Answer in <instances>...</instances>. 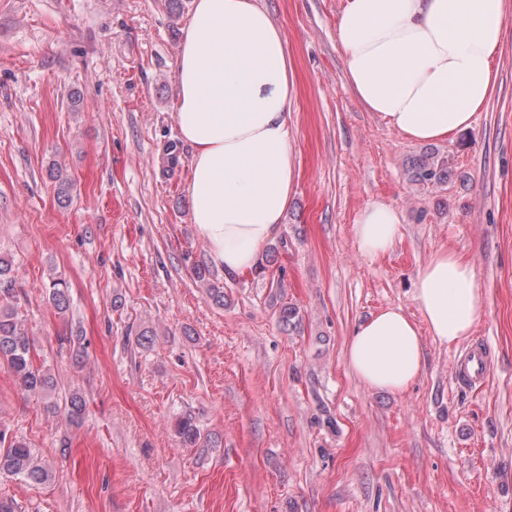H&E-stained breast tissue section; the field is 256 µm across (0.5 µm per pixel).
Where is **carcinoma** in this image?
I'll return each instance as SVG.
<instances>
[{
    "instance_id": "1",
    "label": "carcinoma",
    "mask_w": 512,
    "mask_h": 512,
    "mask_svg": "<svg viewBox=\"0 0 512 512\" xmlns=\"http://www.w3.org/2000/svg\"><path fill=\"white\" fill-rule=\"evenodd\" d=\"M410 180L418 185L439 188L448 183L451 174L448 156L435 151L424 153L413 161ZM50 177L57 183V199L69 201L71 181L58 167L50 169ZM199 282L206 285L207 296L216 304H224V288L210 281V272L204 267L195 269ZM19 292L11 261L0 256V365L7 367L21 390L50 398L55 394L54 379L44 365L38 363L36 350L29 339L23 321L19 317L17 300ZM48 300L55 311L64 315L70 309L68 282L53 278L48 285ZM278 319L283 329L295 331L301 326L302 316L297 307L286 302L278 306ZM86 409L84 396L73 391L64 401L63 413L74 423ZM175 432L184 448H216L219 437L201 432L190 415L179 417ZM14 476L32 484H42L53 477L51 467L35 455L31 445L12 436L0 427V475Z\"/></svg>"
}]
</instances>
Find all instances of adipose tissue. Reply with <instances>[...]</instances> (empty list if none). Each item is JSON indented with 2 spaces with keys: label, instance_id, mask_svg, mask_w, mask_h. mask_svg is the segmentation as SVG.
I'll use <instances>...</instances> for the list:
<instances>
[{
  "label": "adipose tissue",
  "instance_id": "1",
  "mask_svg": "<svg viewBox=\"0 0 512 512\" xmlns=\"http://www.w3.org/2000/svg\"><path fill=\"white\" fill-rule=\"evenodd\" d=\"M511 13L512 0H344L336 34L347 82L404 138L448 139L470 128L492 96ZM176 83L173 116L192 150V222L217 269L254 270L298 179L289 126L296 85L284 32L256 0H193ZM401 223L394 207L366 204L354 226L360 250L385 255ZM413 301L420 320L389 305L347 341L346 363L370 388L404 393L424 370L422 332L451 347L482 316L471 264L447 248L419 270Z\"/></svg>",
  "mask_w": 512,
  "mask_h": 512
}]
</instances>
